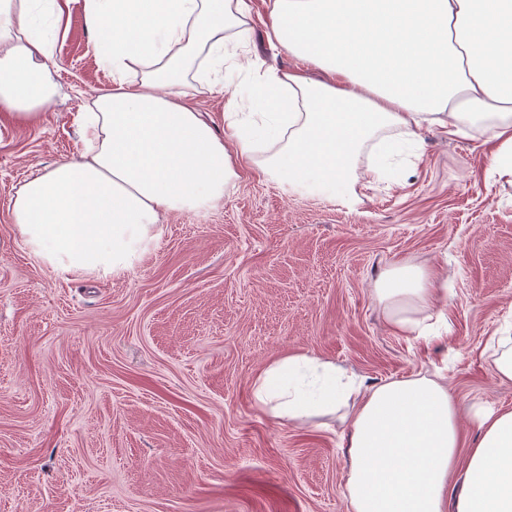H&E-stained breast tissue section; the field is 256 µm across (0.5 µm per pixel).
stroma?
I'll return each instance as SVG.
<instances>
[{"label":"stroma","mask_w":512,"mask_h":512,"mask_svg":"<svg viewBox=\"0 0 512 512\" xmlns=\"http://www.w3.org/2000/svg\"><path fill=\"white\" fill-rule=\"evenodd\" d=\"M56 94L35 126L0 122V512H350L349 421L281 423L254 382L304 353L383 383L442 373L472 444L473 405L512 408L483 349L512 321V182L477 133H420L352 196L240 178L205 212L161 216L116 270L50 263L13 224L23 184L84 145L74 118L112 77L81 4L64 17ZM400 264L448 271L424 335L373 287Z\"/></svg>","instance_id":"1"}]
</instances>
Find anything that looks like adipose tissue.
<instances>
[{
	"instance_id": "ef3b65f1",
	"label": "adipose tissue",
	"mask_w": 512,
	"mask_h": 512,
	"mask_svg": "<svg viewBox=\"0 0 512 512\" xmlns=\"http://www.w3.org/2000/svg\"><path fill=\"white\" fill-rule=\"evenodd\" d=\"M69 3L0 0V111L16 123L37 124L54 95ZM265 4L267 45L294 69L252 55V0H83L112 88L76 116L85 151L25 182L11 205L49 260L118 265L162 213L222 197L246 174L351 195L367 146L384 175L389 157L416 153L426 126L479 133L496 172L512 178V0ZM201 76L225 94L224 132L182 101ZM439 279L411 264L385 272L374 293L388 323L420 331L421 313L448 297ZM254 395L283 423L339 410L351 419L352 512H512L511 408H477L467 449L444 379L369 385L305 354L270 363Z\"/></svg>"
}]
</instances>
